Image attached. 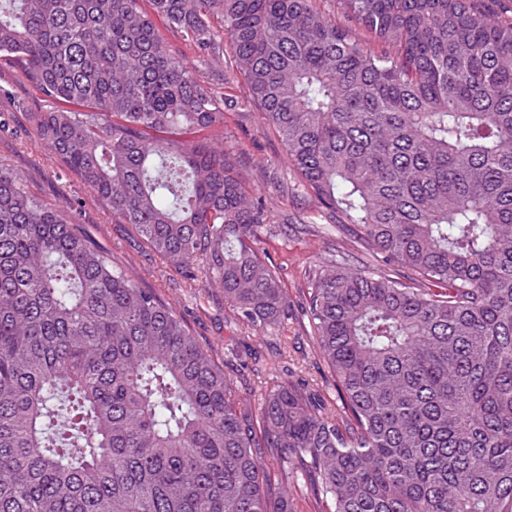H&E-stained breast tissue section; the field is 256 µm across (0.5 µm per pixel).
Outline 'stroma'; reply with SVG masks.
<instances>
[{
	"mask_svg": "<svg viewBox=\"0 0 512 512\" xmlns=\"http://www.w3.org/2000/svg\"><path fill=\"white\" fill-rule=\"evenodd\" d=\"M159 31L169 52L185 61L193 77L224 98V147L251 188L263 194L273 228L265 247L292 303L288 319L264 330L234 325L233 303L225 300L222 289L207 287L203 267H196L190 279L178 274L130 225L113 219L107 202L37 138L29 115L41 111L43 104L31 96L19 69L5 63L0 64V168L16 174L45 206L70 211L81 233L115 264L132 268L138 286L172 306L205 349L220 356L225 342L241 338L265 358L288 352L295 374L315 380L328 395H335L333 379L307 338L301 309L307 286L304 271L343 245L354 229L347 226L329 236L321 234L328 217L313 204L289 165L278 134L250 103L243 75L224 57L203 55L186 46L167 25H160Z\"/></svg>",
	"mask_w": 512,
	"mask_h": 512,
	"instance_id": "35a3bbf8",
	"label": "stroma"
}]
</instances>
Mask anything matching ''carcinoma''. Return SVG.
<instances>
[{"instance_id": "obj_1", "label": "carcinoma", "mask_w": 512, "mask_h": 512, "mask_svg": "<svg viewBox=\"0 0 512 512\" xmlns=\"http://www.w3.org/2000/svg\"><path fill=\"white\" fill-rule=\"evenodd\" d=\"M0 0L33 129L148 246L288 317L267 206L217 95L172 55L226 38L317 206L355 224L305 271L343 404L224 344L0 169V512H512V23L483 0ZM278 470L267 469V461Z\"/></svg>"}]
</instances>
